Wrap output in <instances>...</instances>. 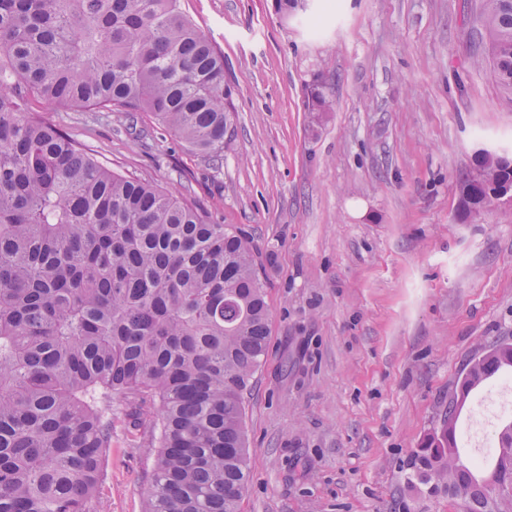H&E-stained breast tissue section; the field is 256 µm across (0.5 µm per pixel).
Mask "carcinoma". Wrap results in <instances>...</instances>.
<instances>
[{
  "mask_svg": "<svg viewBox=\"0 0 512 512\" xmlns=\"http://www.w3.org/2000/svg\"><path fill=\"white\" fill-rule=\"evenodd\" d=\"M496 82L512 101V0H482ZM37 95L148 112L220 158L232 125L224 55L179 0H0V512H91L112 403H151L157 454L141 512H241L244 393L268 347L256 251L161 187L114 172L25 111ZM467 217L512 181L478 154ZM503 341L471 361L493 377ZM439 425L415 472L465 512H512V437L481 478Z\"/></svg>",
  "mask_w": 512,
  "mask_h": 512,
  "instance_id": "carcinoma-1",
  "label": "carcinoma"
}]
</instances>
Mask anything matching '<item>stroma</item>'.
<instances>
[{
    "label": "stroma",
    "mask_w": 512,
    "mask_h": 512,
    "mask_svg": "<svg viewBox=\"0 0 512 512\" xmlns=\"http://www.w3.org/2000/svg\"><path fill=\"white\" fill-rule=\"evenodd\" d=\"M224 55V153L144 112L27 108L112 170L252 239L270 312L246 395L242 512H462L409 464L469 361L512 340V207L460 219L479 149L512 151L479 0H180ZM332 108L309 112L312 87ZM147 408L112 407L96 512H141Z\"/></svg>",
    "instance_id": "35a3bbf8"
}]
</instances>
